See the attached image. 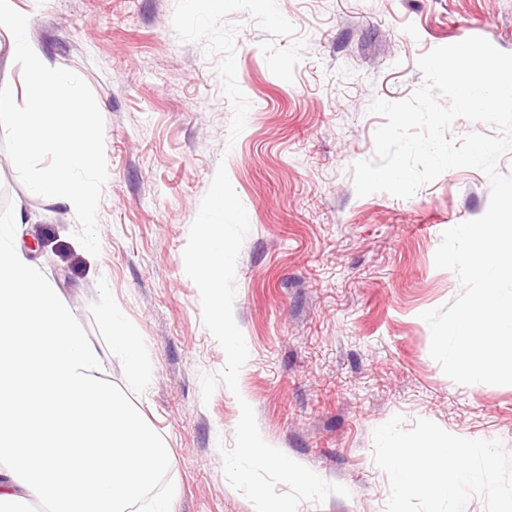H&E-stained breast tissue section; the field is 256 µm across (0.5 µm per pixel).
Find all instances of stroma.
Masks as SVG:
<instances>
[{
	"instance_id": "35a3bbf8",
	"label": "stroma",
	"mask_w": 512,
	"mask_h": 512,
	"mask_svg": "<svg viewBox=\"0 0 512 512\" xmlns=\"http://www.w3.org/2000/svg\"><path fill=\"white\" fill-rule=\"evenodd\" d=\"M13 2L52 64L91 88L108 167L94 256L75 213L30 195L0 146L15 242L104 351L102 379L167 440L175 512H255L219 452L243 401L269 445L349 491L297 512H386L373 432L397 415L512 452V385L449 379L421 318L460 292L435 252L486 212L488 177L450 170L408 199L353 183L384 122L370 103L408 98L433 48L480 36L512 53V0ZM221 164L250 225L233 306L249 357L237 391L220 384L206 401L201 378L225 354L183 250ZM105 303L139 342L143 375L113 351Z\"/></svg>"
}]
</instances>
